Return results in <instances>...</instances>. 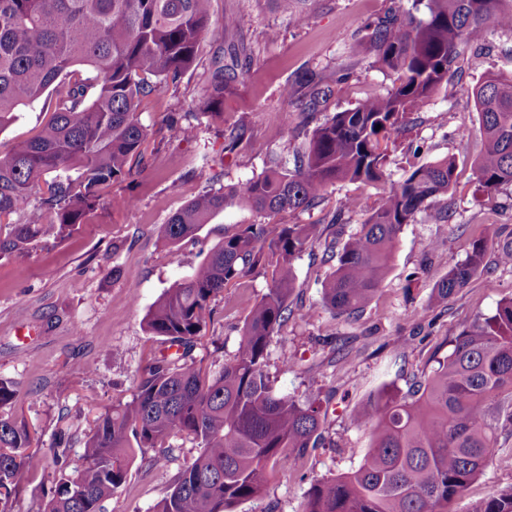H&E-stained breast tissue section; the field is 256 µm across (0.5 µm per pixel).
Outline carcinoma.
<instances>
[{
    "label": "carcinoma",
    "instance_id": "carcinoma-1",
    "mask_svg": "<svg viewBox=\"0 0 512 512\" xmlns=\"http://www.w3.org/2000/svg\"><path fill=\"white\" fill-rule=\"evenodd\" d=\"M297 25L309 20L302 0H279ZM504 0H413L366 25L359 47L396 75L382 96L360 100L319 123L295 147L293 166L277 159L243 190L203 193L163 225L174 247L226 207L241 202L260 213L303 210L328 186L349 180L380 190L377 207L344 242L342 229L324 238L311 224H243L224 235L209 257L169 289L148 314L150 334L181 349L140 371L132 398L101 413L86 436V466L60 479L47 512H103L102 503L125 482L134 448H154L147 460L167 466L174 434L197 442L198 455L179 472L155 512H234L263 493L270 470L294 466L322 439V405L276 393L266 371L272 338L288 322L293 263L315 245L336 260L322 300L338 316L356 318L390 270L404 225L421 215L434 224L448 215L435 207L453 182L455 160L444 157L387 182L381 144L407 115L424 108L448 82L462 46L497 28L512 33ZM424 6L423 16L414 11ZM211 27L210 0H0V131L17 112L50 98V116L37 134L0 156V218L23 214L31 191L51 173L41 207L46 223L21 221L0 237V257H23L29 246L63 240L106 205L112 184L140 168L147 129L142 100L175 85L192 67ZM91 72L82 77L80 70ZM230 69L216 61L207 89V115L224 116ZM484 150L478 181L492 193L512 184V75L488 76L472 92ZM185 140L198 136L188 114L170 118ZM497 242L494 259L488 244ZM272 279L252 306L234 353L219 366L192 352L204 336L212 304L224 289L259 266ZM512 267V235L483 229L466 259L433 288L444 301L491 266ZM352 422L369 432L360 465L311 483L300 512H450L467 487L493 463L512 461L500 436L512 426V298L478 317L450 340L448 355L413 377L405 394L379 390ZM71 437L61 434L53 462L63 466ZM26 424L0 416V512L40 467ZM471 512H512V489L489 493Z\"/></svg>",
    "mask_w": 512,
    "mask_h": 512
}]
</instances>
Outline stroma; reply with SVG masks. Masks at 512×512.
Masks as SVG:
<instances>
[{"instance_id": "obj_1", "label": "stroma", "mask_w": 512, "mask_h": 512, "mask_svg": "<svg viewBox=\"0 0 512 512\" xmlns=\"http://www.w3.org/2000/svg\"><path fill=\"white\" fill-rule=\"evenodd\" d=\"M413 0H309L311 20L296 27L277 0H211L213 31L194 66L174 86L147 97L139 114L148 129L142 150L144 172L113 184L111 202L95 220L79 225L65 240L41 243L22 258L0 259V380L19 384L20 394L4 412L24 420L32 450L45 463L12 503V512H43L47 492L61 475L84 466V441L95 419L118 397H131L140 370L166 352L163 337L151 335L145 318L156 301L185 280L225 233L237 225L314 224L325 227L338 201L353 203L348 231L362 224L378 204L374 186L339 182L306 210L265 216L246 206L224 209L177 247L164 245L162 226L199 193L242 186L259 176L270 155L291 160L294 148L316 123L353 108L368 96L386 94L390 71L354 50L366 22L386 11L411 9ZM238 24L225 28V16ZM241 53L235 78L224 97V118L203 117L212 64L230 47ZM352 74L336 80L338 71ZM512 73V34L489 30L482 49L464 48L444 84L388 146L386 173L399 181L414 169L450 156L454 180L437 201L448 212L442 224L416 218L404 225L391 270L372 303L355 319L335 316L321 304L322 283L330 271L320 254L304 253L294 262L295 291L286 326L269 347L268 366L275 392L327 398L324 441L293 467L275 468L266 490L239 503L235 512H299L310 483L358 467L369 445L351 413L382 384L407 390L412 375L448 353V342L480 315L492 313L512 296V268L484 272L448 301L434 304L436 283L463 261L485 225L512 231V185L483 192L475 160L481 148L479 115L472 89L488 75ZM333 93L306 118L310 78ZM292 87L284 97L283 87ZM202 117L197 140L185 141L167 125L173 113ZM239 125L245 135L233 153L224 150L223 132ZM136 206H128V198ZM271 282L259 267L217 299L196 358L217 360L215 346L232 354L247 315ZM297 357L292 368L282 352ZM92 372H83V363ZM72 442L65 468L49 459L60 431ZM166 469L145 463L149 448L135 451L126 483L104 504V512H153L178 472L197 456L196 442L170 438ZM512 488V468L492 465L454 504L469 512L490 492Z\"/></svg>"}]
</instances>
